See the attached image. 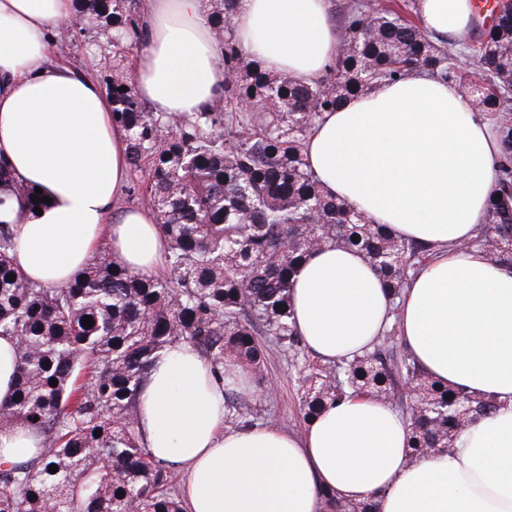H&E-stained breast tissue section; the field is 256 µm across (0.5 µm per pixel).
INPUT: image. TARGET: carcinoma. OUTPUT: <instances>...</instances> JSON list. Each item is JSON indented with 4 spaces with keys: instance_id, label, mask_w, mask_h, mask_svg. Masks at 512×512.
<instances>
[{
    "instance_id": "cac0c4a2",
    "label": "carcinoma",
    "mask_w": 512,
    "mask_h": 512,
    "mask_svg": "<svg viewBox=\"0 0 512 512\" xmlns=\"http://www.w3.org/2000/svg\"><path fill=\"white\" fill-rule=\"evenodd\" d=\"M74 2V30L83 32L92 16L112 27L113 64L102 82L112 119L128 134L127 195L155 213L167 251L151 278L102 249L67 283L45 287L15 266L13 224L0 220V336L14 337L19 353L15 396L0 405V430L26 424L43 436L38 458L0 466V512H44L51 500L59 512H185L169 466L150 455L136 419L137 394L159 354L182 343L214 373L232 362L260 385L270 350L261 336H272L303 366V421L344 397L369 396L409 420V460L451 452L466 427L460 410L473 421L490 416L494 402L430 379L397 344V326L362 355L308 362L290 289L310 251L334 246L362 254L396 306L431 247L396 238L327 196L303 145L321 113L348 97L411 69L453 81L465 72L464 57L478 59L485 74L470 91L482 110L500 114L507 153L499 194L473 245L512 270V8L501 5L493 24L455 51L419 24L415 0H352L336 56L305 83L244 57L231 35L236 0H211L231 79L222 104L188 115L148 111L117 74L125 50L144 37L140 0ZM144 171L146 180L137 176ZM15 194L30 198L32 190L0 161V208ZM87 316L91 327L83 326ZM237 396L225 390L226 423L235 428L249 424ZM53 465L58 472H49ZM323 499L330 512H374L368 500L330 492Z\"/></svg>"
}]
</instances>
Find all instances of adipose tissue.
Wrapping results in <instances>:
<instances>
[{"label": "adipose tissue", "instance_id": "ef3b65f1", "mask_svg": "<svg viewBox=\"0 0 512 512\" xmlns=\"http://www.w3.org/2000/svg\"><path fill=\"white\" fill-rule=\"evenodd\" d=\"M73 0H0V160L41 188L42 213L13 224V260L31 280L65 282L102 249L139 275L157 274L166 249L155 214L126 207L125 130L95 79L52 60ZM420 24L464 32L471 0H416ZM210 0H145V38L129 76L154 112H205L224 94L223 49ZM232 34L269 72L318 78L340 34L329 0H237ZM503 134L451 81L411 74L345 99L308 132L307 162L328 196L371 223L434 252L392 305L354 251L325 247L299 266L291 291L297 331L315 355L370 350L397 326L430 377L493 397L452 453L406 457L409 424L369 397L325 407L301 434L274 422L227 429L225 389L250 387L226 365L216 377L190 344L166 352L138 399V428L158 460L184 476L187 512H324L323 492L372 500L376 512H512V272L473 246L499 189ZM38 433L0 431V465L36 455Z\"/></svg>", "mask_w": 512, "mask_h": 512}]
</instances>
